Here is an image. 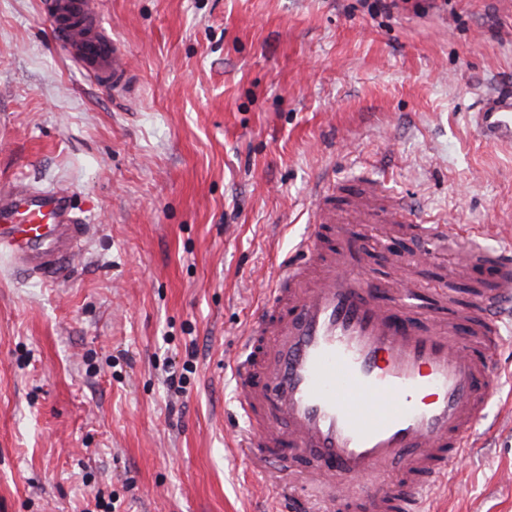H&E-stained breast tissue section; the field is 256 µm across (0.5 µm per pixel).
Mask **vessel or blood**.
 <instances>
[{
    "mask_svg": "<svg viewBox=\"0 0 512 512\" xmlns=\"http://www.w3.org/2000/svg\"><path fill=\"white\" fill-rule=\"evenodd\" d=\"M69 56L98 83L123 95L133 66L101 24V0H43ZM484 139L512 144V92L486 95L472 116ZM313 229L268 288L233 365L246 427L245 459L269 465L313 454L315 478L337 480L338 512H423L420 495L466 458L475 426L496 386L492 364L503 348L502 319L512 316V239L475 244L457 260L490 268L472 306L458 308L447 289L434 302L402 279L381 298L366 276L368 250L354 227L400 224L420 252H435L453 224H424L382 183L350 193L321 183ZM339 246L327 247L323 226ZM89 235L72 194L18 182L0 190V253L28 276H62ZM407 456L405 484L363 488L361 476ZM274 512H318L294 488Z\"/></svg>",
    "mask_w": 512,
    "mask_h": 512,
    "instance_id": "vessel-or-blood-1",
    "label": "vessel or blood"
}]
</instances>
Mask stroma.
<instances>
[{"instance_id":"stroma-1","label":"stroma","mask_w":512,"mask_h":512,"mask_svg":"<svg viewBox=\"0 0 512 512\" xmlns=\"http://www.w3.org/2000/svg\"><path fill=\"white\" fill-rule=\"evenodd\" d=\"M102 18L136 72L127 104L42 0H0V190L68 189L93 227L58 280L0 259V512H270L233 446L240 335L319 179L381 181L491 245L512 230V147L471 122L512 89V0H103ZM397 245L430 288L460 248ZM368 265L404 274L380 247ZM504 334L478 446L428 512H512Z\"/></svg>"}]
</instances>
